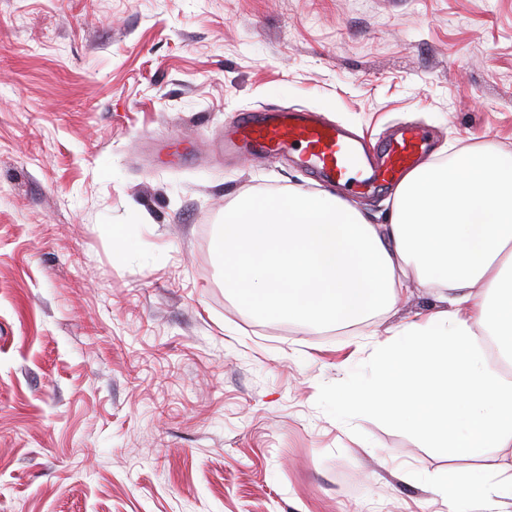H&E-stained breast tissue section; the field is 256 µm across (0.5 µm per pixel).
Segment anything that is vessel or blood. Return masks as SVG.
Wrapping results in <instances>:
<instances>
[{"instance_id":"1","label":"vessel or blood","mask_w":512,"mask_h":512,"mask_svg":"<svg viewBox=\"0 0 512 512\" xmlns=\"http://www.w3.org/2000/svg\"><path fill=\"white\" fill-rule=\"evenodd\" d=\"M236 147L258 158L293 154L319 181L353 191L395 185L413 169L428 144L424 132L408 128L371 156L352 135L316 113L282 109L244 113Z\"/></svg>"}]
</instances>
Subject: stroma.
Listing matches in <instances>:
<instances>
[{
  "label": "stroma",
  "mask_w": 512,
  "mask_h": 512,
  "mask_svg": "<svg viewBox=\"0 0 512 512\" xmlns=\"http://www.w3.org/2000/svg\"><path fill=\"white\" fill-rule=\"evenodd\" d=\"M287 108L512 151V0H0V512H441L440 474L512 473L336 400L434 290L354 330L225 290V208L321 189L219 147Z\"/></svg>",
  "instance_id": "1"
}]
</instances>
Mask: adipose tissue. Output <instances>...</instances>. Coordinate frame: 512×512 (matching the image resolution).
Listing matches in <instances>:
<instances>
[{
	"instance_id": "obj_1",
	"label": "adipose tissue",
	"mask_w": 512,
	"mask_h": 512,
	"mask_svg": "<svg viewBox=\"0 0 512 512\" xmlns=\"http://www.w3.org/2000/svg\"><path fill=\"white\" fill-rule=\"evenodd\" d=\"M224 285L276 320L351 324L396 305L408 277L443 309L374 349L376 375L342 397L429 447L470 456L512 443V382L479 345L512 363V152L486 147L422 163L399 183L390 223H369L327 191L254 194L224 211ZM447 512L512 500V474H441Z\"/></svg>"
}]
</instances>
